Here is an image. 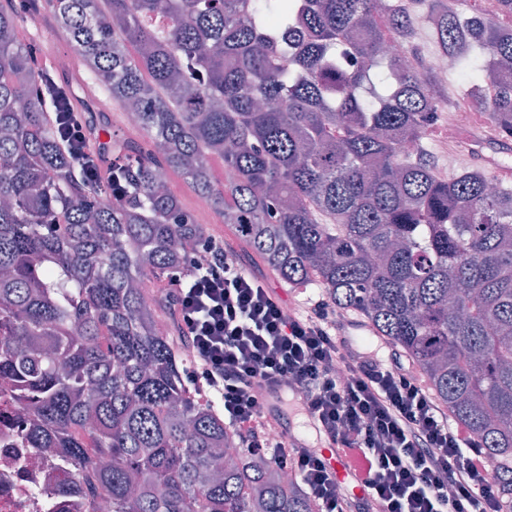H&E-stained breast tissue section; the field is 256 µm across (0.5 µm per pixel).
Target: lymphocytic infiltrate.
Returning <instances> with one entry per match:
<instances>
[{
  "label": "lymphocytic infiltrate",
  "instance_id": "lymphocytic-infiltrate-1",
  "mask_svg": "<svg viewBox=\"0 0 512 512\" xmlns=\"http://www.w3.org/2000/svg\"><path fill=\"white\" fill-rule=\"evenodd\" d=\"M87 176L101 173L87 128L64 97L48 114ZM176 293L189 342L188 392L219 397L241 447L290 471L315 512H504L501 478L474 435L423 385L402 353L354 349L324 302L287 313L283 299L241 264L235 248L204 239ZM292 377L303 412L350 458L366 464L365 497L340 493L322 453L273 433L277 411L263 388Z\"/></svg>",
  "mask_w": 512,
  "mask_h": 512
}]
</instances>
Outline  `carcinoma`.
I'll use <instances>...</instances> for the list:
<instances>
[{
    "instance_id": "carcinoma-1",
    "label": "carcinoma",
    "mask_w": 512,
    "mask_h": 512,
    "mask_svg": "<svg viewBox=\"0 0 512 512\" xmlns=\"http://www.w3.org/2000/svg\"><path fill=\"white\" fill-rule=\"evenodd\" d=\"M0 7V375L29 402L87 512H312L304 489L237 447L187 399L170 295L134 284L188 268L206 237L159 170L181 173L292 288L364 318L512 476V188L448 180L403 156L451 105L419 59L416 22L383 0H33ZM492 138L512 143V26L422 0ZM50 12L87 61L83 84L135 108L144 142L92 135L115 165L83 176L45 121L52 79L18 32ZM224 159L230 178L208 169ZM123 195H112L116 183Z\"/></svg>"
}]
</instances>
